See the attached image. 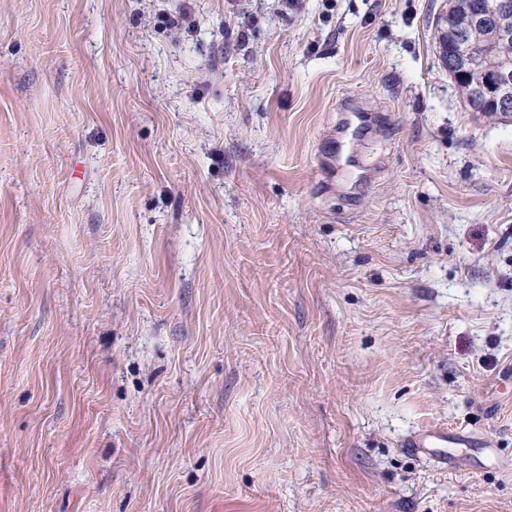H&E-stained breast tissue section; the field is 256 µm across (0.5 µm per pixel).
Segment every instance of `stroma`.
<instances>
[{
    "label": "stroma",
    "instance_id": "stroma-1",
    "mask_svg": "<svg viewBox=\"0 0 512 512\" xmlns=\"http://www.w3.org/2000/svg\"><path fill=\"white\" fill-rule=\"evenodd\" d=\"M444 7L0 0V512H512V120ZM471 97L477 100H485L495 107L497 111L488 109L483 104H469L476 112H512V68L504 67L493 75L485 76L481 81L471 85ZM498 115V114H496ZM340 118L336 124V138L333 137L331 141L332 155L336 153V157L339 154L340 158L344 159V164L350 163V151L347 147V143H350V139L353 138L354 133L358 126L362 125L366 114L368 112L365 108L360 107L351 102H344L340 109ZM349 134L348 142L343 140V136ZM345 138V139H347ZM346 143V144H345Z\"/></svg>",
    "mask_w": 512,
    "mask_h": 512
}]
</instances>
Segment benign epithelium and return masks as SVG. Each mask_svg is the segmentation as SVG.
Listing matches in <instances>:
<instances>
[{
  "label": "benign epithelium",
  "mask_w": 512,
  "mask_h": 512,
  "mask_svg": "<svg viewBox=\"0 0 512 512\" xmlns=\"http://www.w3.org/2000/svg\"><path fill=\"white\" fill-rule=\"evenodd\" d=\"M488 25L495 41L512 39V0H490L487 10L469 13L453 28L450 45L442 48L440 61L455 78L469 76L476 63L467 43L470 29ZM471 97L489 102L498 112H512V68L504 67L471 85Z\"/></svg>",
  "instance_id": "1"
}]
</instances>
